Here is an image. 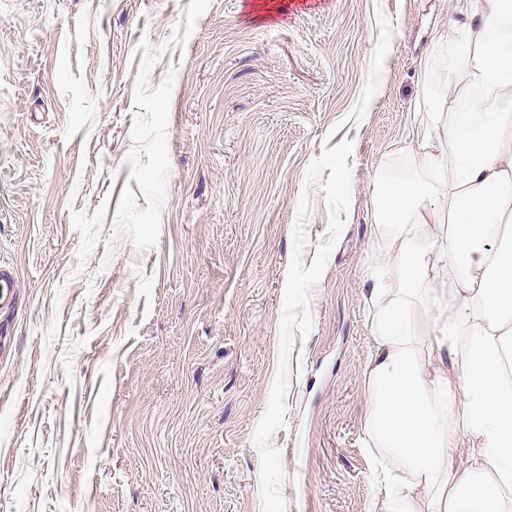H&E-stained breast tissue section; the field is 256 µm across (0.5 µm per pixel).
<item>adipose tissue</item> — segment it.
<instances>
[{
	"instance_id": "adipose-tissue-1",
	"label": "adipose tissue",
	"mask_w": 512,
	"mask_h": 512,
	"mask_svg": "<svg viewBox=\"0 0 512 512\" xmlns=\"http://www.w3.org/2000/svg\"><path fill=\"white\" fill-rule=\"evenodd\" d=\"M463 24L415 185L381 194L365 421L387 462L367 512H512V0H455ZM475 450L461 469L457 437Z\"/></svg>"
}]
</instances>
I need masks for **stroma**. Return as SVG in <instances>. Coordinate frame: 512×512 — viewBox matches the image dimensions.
<instances>
[{
	"mask_svg": "<svg viewBox=\"0 0 512 512\" xmlns=\"http://www.w3.org/2000/svg\"><path fill=\"white\" fill-rule=\"evenodd\" d=\"M392 23L378 90L348 114ZM452 0H0V512H261L252 433L278 362L292 232L328 238L324 146L351 140L345 226L294 340L287 512H366L381 179H414L427 55Z\"/></svg>",
	"mask_w": 512,
	"mask_h": 512,
	"instance_id": "obj_1",
	"label": "stroma"
}]
</instances>
